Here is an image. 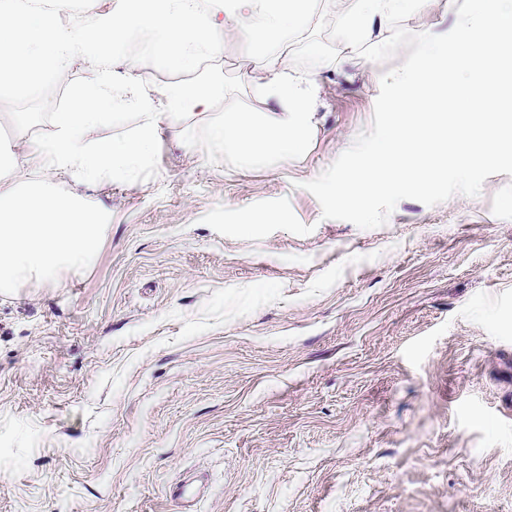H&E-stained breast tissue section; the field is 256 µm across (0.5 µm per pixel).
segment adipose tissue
I'll use <instances>...</instances> for the list:
<instances>
[{
    "label": "adipose tissue",
    "instance_id": "1",
    "mask_svg": "<svg viewBox=\"0 0 512 512\" xmlns=\"http://www.w3.org/2000/svg\"><path fill=\"white\" fill-rule=\"evenodd\" d=\"M417 0H348L343 19L349 41L373 33L392 34L394 16ZM57 0H0V86L18 88L57 76L67 60L88 56L98 81L77 91L54 116L49 134L24 142L0 143V294L19 283L53 279L61 268L88 265L106 217L84 198L60 193L55 178L98 183L147 164L161 128L180 126L213 104V89L181 88L155 95L133 78L118 81L112 71L131 35L146 53L179 70L195 69L219 48L229 26L244 29L256 57L273 39L299 26L304 0H117L110 18L80 19L59 27ZM264 90L274 111L228 112L211 128L210 144L232 150L245 166L273 165L299 153L313 126L314 81L288 61L265 64ZM137 108L132 136L91 141L90 127L108 107Z\"/></svg>",
    "mask_w": 512,
    "mask_h": 512
}]
</instances>
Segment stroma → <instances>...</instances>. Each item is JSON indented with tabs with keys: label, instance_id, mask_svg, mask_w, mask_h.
I'll list each match as a JSON object with an SVG mask.
<instances>
[{
	"label": "stroma",
	"instance_id": "1",
	"mask_svg": "<svg viewBox=\"0 0 512 512\" xmlns=\"http://www.w3.org/2000/svg\"><path fill=\"white\" fill-rule=\"evenodd\" d=\"M336 49L305 150L245 167L208 138L276 107L241 32L195 72L130 40L116 79L224 93L134 178L60 182L112 220L86 268L0 296V512H182L188 472L194 512H512V176L375 229L323 218L302 182L407 56ZM97 79L77 55L51 96L0 88V139L48 132Z\"/></svg>",
	"mask_w": 512,
	"mask_h": 512
}]
</instances>
